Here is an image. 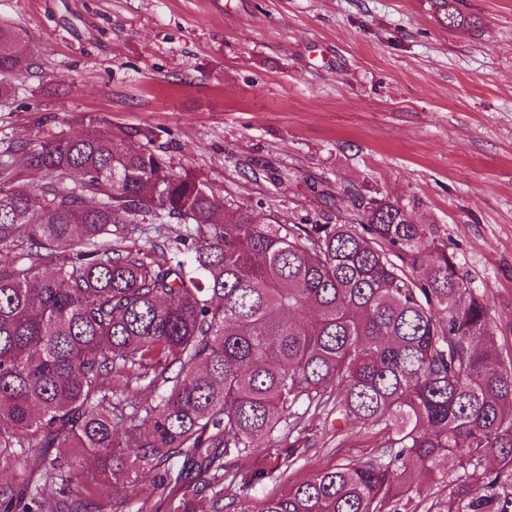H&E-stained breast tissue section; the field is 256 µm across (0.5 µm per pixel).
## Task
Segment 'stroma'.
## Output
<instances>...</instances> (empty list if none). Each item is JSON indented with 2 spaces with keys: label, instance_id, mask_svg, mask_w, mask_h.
Returning <instances> with one entry per match:
<instances>
[{
  "label": "stroma",
  "instance_id": "1",
  "mask_svg": "<svg viewBox=\"0 0 512 512\" xmlns=\"http://www.w3.org/2000/svg\"><path fill=\"white\" fill-rule=\"evenodd\" d=\"M0 0L33 58L0 77V159L103 120L152 129L177 173L261 224L348 213L346 189L397 202L454 251L512 347V0ZM301 477L371 455L324 417ZM433 6L438 15L443 16L446 19L448 26L451 27H477V22L470 16H465L460 13L453 5L452 0H432Z\"/></svg>",
  "mask_w": 512,
  "mask_h": 512
}]
</instances>
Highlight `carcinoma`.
Segmentation results:
<instances>
[{
    "label": "carcinoma",
    "instance_id": "cac0c4a2",
    "mask_svg": "<svg viewBox=\"0 0 512 512\" xmlns=\"http://www.w3.org/2000/svg\"><path fill=\"white\" fill-rule=\"evenodd\" d=\"M432 2L448 26H476ZM21 40L0 26L1 74L27 66ZM128 135L146 144L126 150L90 119L20 147L44 173L34 189L0 162V250L14 253L0 263V473L23 466L0 482V512H99L87 457L137 512L150 496L133 473L170 459L154 484L169 512H512V353L447 244L349 190L336 224H259L173 172L154 131ZM172 223L188 236H164ZM114 224L156 225L161 254L112 242ZM146 378L162 395L144 406L130 388ZM311 413L376 453L290 479ZM285 435L275 465L231 467ZM60 447L77 452H45Z\"/></svg>",
    "mask_w": 512,
    "mask_h": 512
}]
</instances>
